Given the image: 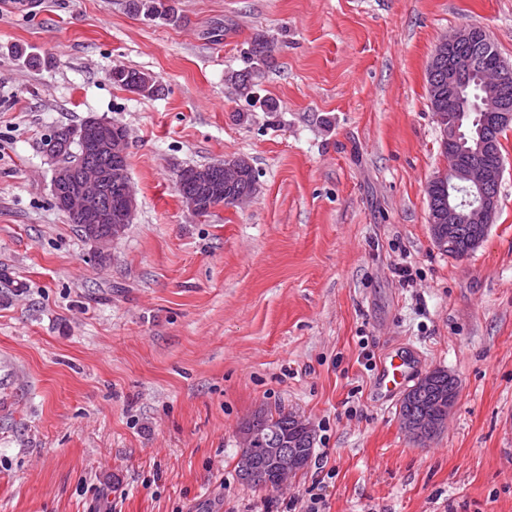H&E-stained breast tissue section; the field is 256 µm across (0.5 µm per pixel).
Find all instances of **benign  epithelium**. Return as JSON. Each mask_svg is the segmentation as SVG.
<instances>
[{
    "instance_id": "7a95c632",
    "label": "benign epithelium",
    "mask_w": 512,
    "mask_h": 512,
    "mask_svg": "<svg viewBox=\"0 0 512 512\" xmlns=\"http://www.w3.org/2000/svg\"><path fill=\"white\" fill-rule=\"evenodd\" d=\"M484 39V30L478 26H464L440 38L434 53L431 71L437 65L448 62V100L453 101L459 88L467 79L477 74V64L470 48ZM512 67L501 64V70L487 72L481 76L485 92L481 104L484 111L491 113L496 122L503 126L512 125V105L503 97L499 83L501 73ZM129 149L128 131L122 125H114L104 119L93 118L82 126H76L64 139L55 140L46 147L47 154L57 165L52 177V193L55 203L71 214L96 247L105 250L112 241L123 235L127 226L133 223L136 211L135 189L131 181L122 185V199L125 208L114 213L103 202L106 189L102 186L100 169L88 162L92 157L105 155L116 161L127 158ZM474 153L482 159L468 164L449 160L446 175L454 179V185L479 189L487 192L481 199L464 208L454 202L448 203V213L436 214L430 218V226L448 224L453 230L456 224H470L478 231L487 230L493 224L498 207V188L501 184L505 164L498 158L496 142L490 138H479ZM216 174L203 177L204 185L210 188V197L221 195L223 172L232 171L231 165L221 162L213 164ZM115 223V235L100 237L97 229L103 224ZM448 414L437 419H411L403 424L404 430L416 441H425L438 434L444 427ZM304 450L286 448L281 440H271L265 448L264 463L273 468L281 485L300 472Z\"/></svg>"
}]
</instances>
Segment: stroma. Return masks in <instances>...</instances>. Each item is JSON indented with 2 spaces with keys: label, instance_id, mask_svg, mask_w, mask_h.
<instances>
[{
  "label": "stroma",
  "instance_id": "obj_1",
  "mask_svg": "<svg viewBox=\"0 0 512 512\" xmlns=\"http://www.w3.org/2000/svg\"><path fill=\"white\" fill-rule=\"evenodd\" d=\"M173 6L168 24L124 0H0V269L21 286L0 293V512H299L313 495L324 512H512V127L477 249L435 247L426 194L448 167L435 46L474 25L512 65V0ZM258 34L272 53L248 98L225 77ZM118 66L163 93L120 88ZM91 118L127 127L137 196L103 263L54 205L45 153ZM238 156L252 201L191 215L178 172ZM395 349L413 378L458 382L424 444L363 359ZM260 409L315 430L278 490L238 473Z\"/></svg>",
  "mask_w": 512,
  "mask_h": 512
}]
</instances>
